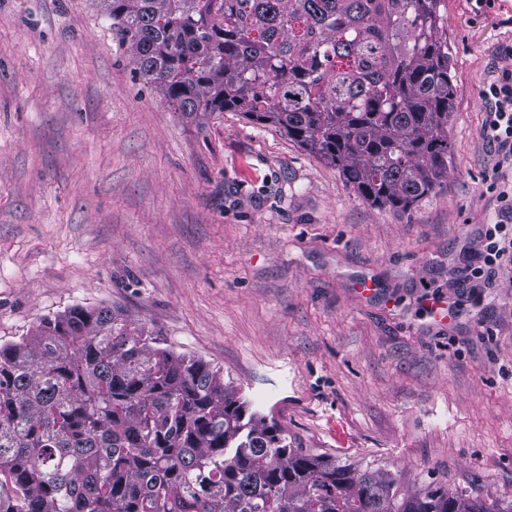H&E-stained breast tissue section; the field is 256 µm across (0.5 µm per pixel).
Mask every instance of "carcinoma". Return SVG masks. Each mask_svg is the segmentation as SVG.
Instances as JSON below:
<instances>
[{
    "instance_id": "carcinoma-1",
    "label": "carcinoma",
    "mask_w": 512,
    "mask_h": 512,
    "mask_svg": "<svg viewBox=\"0 0 512 512\" xmlns=\"http://www.w3.org/2000/svg\"><path fill=\"white\" fill-rule=\"evenodd\" d=\"M443 0H100L187 116L231 110L406 210L448 175ZM108 307L0 346V512H512L288 446L220 372Z\"/></svg>"
}]
</instances>
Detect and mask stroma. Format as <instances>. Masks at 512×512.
<instances>
[{
  "mask_svg": "<svg viewBox=\"0 0 512 512\" xmlns=\"http://www.w3.org/2000/svg\"><path fill=\"white\" fill-rule=\"evenodd\" d=\"M441 14L448 174L396 210L271 125L177 112L98 0H0V346L108 306L219 370L291 447L401 495L512 503V268L471 274L512 184L483 134L512 0Z\"/></svg>",
  "mask_w": 512,
  "mask_h": 512,
  "instance_id": "stroma-1",
  "label": "stroma"
}]
</instances>
